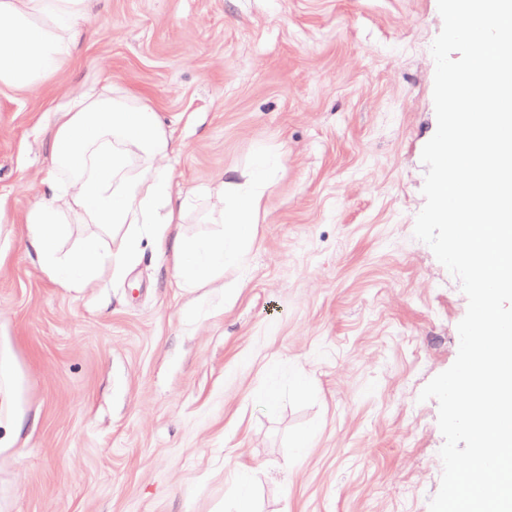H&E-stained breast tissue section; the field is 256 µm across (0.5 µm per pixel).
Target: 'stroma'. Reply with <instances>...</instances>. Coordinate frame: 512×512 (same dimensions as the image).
I'll return each mask as SVG.
<instances>
[{"instance_id": "obj_1", "label": "stroma", "mask_w": 512, "mask_h": 512, "mask_svg": "<svg viewBox=\"0 0 512 512\" xmlns=\"http://www.w3.org/2000/svg\"><path fill=\"white\" fill-rule=\"evenodd\" d=\"M442 27L437 0H94L64 69L0 87V512H429L419 394L468 305L413 235ZM115 88L172 138L183 237L274 157L240 269L185 288L147 245L69 289L27 250L63 110Z\"/></svg>"}]
</instances>
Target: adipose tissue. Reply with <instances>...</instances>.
<instances>
[{
  "instance_id": "1",
  "label": "adipose tissue",
  "mask_w": 512,
  "mask_h": 512,
  "mask_svg": "<svg viewBox=\"0 0 512 512\" xmlns=\"http://www.w3.org/2000/svg\"><path fill=\"white\" fill-rule=\"evenodd\" d=\"M89 8L90 0H0V86L35 89L66 66ZM171 151L156 112L124 92L71 101L50 143L52 173L24 217L27 243L51 279L79 288L103 269L122 273L146 239L172 248L173 272L185 286L242 266L268 183L264 160L245 183L231 184L232 203L212 218L221 232L187 240L171 234L189 205L173 191L166 164ZM67 209L99 231L65 251ZM108 236L121 237V249H105Z\"/></svg>"
}]
</instances>
